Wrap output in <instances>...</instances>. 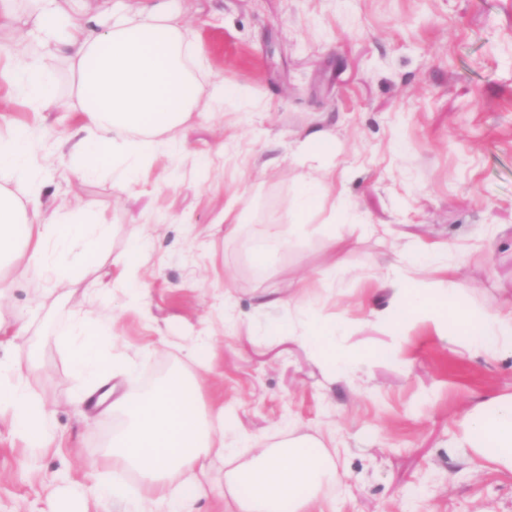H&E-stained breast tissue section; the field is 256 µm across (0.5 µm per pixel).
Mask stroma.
<instances>
[{
	"label": "stroma",
	"mask_w": 512,
	"mask_h": 512,
	"mask_svg": "<svg viewBox=\"0 0 512 512\" xmlns=\"http://www.w3.org/2000/svg\"><path fill=\"white\" fill-rule=\"evenodd\" d=\"M201 56L194 75L236 87L240 100L200 103L169 132L175 147L138 180L100 175L73 185L64 133L74 112H34L21 98L8 119L26 128L48 181L45 205L92 204L110 224L97 265L76 292L48 291L22 260L0 317V361L32 355L34 392L52 413L61 448L34 453L0 414V512H48L72 484H91L121 418L81 403L63 332L75 313L110 325L108 353L138 355L128 391L179 369L205 380L200 404L215 437L324 441L344 472L319 512H512V473L462 442L466 412L512 393V357L450 345L423 323L381 324L394 308L387 276L405 248L427 287L435 266L474 311L512 312V0H175ZM322 130L336 140L330 198L295 226L291 207L321 161L300 153ZM240 222L224 232V209ZM278 226L288 247L266 268L252 245ZM142 240L134 277L119 260ZM349 246L327 248L329 235ZM338 273H331V266ZM304 290L321 314L352 327L340 341L375 351L348 375L314 361L308 345L276 335L284 308L266 302ZM205 345L190 359L189 345ZM400 359L384 356L392 344ZM223 420H215L216 410Z\"/></svg>",
	"instance_id": "1"
}]
</instances>
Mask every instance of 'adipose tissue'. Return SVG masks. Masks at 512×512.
Returning a JSON list of instances; mask_svg holds the SVG:
<instances>
[{"label": "adipose tissue", "instance_id": "obj_1", "mask_svg": "<svg viewBox=\"0 0 512 512\" xmlns=\"http://www.w3.org/2000/svg\"><path fill=\"white\" fill-rule=\"evenodd\" d=\"M27 2L34 21L23 35L25 51L15 53L6 76L11 93L39 111L58 107L41 57L64 49L74 79L72 105L82 116L70 173L81 181L108 171L138 176L163 146V134L185 121L203 94L189 69L194 43L179 14L168 0H141L136 11L112 10L105 24L90 14L86 0H69L66 9L58 0ZM0 172L10 179L9 185L0 184V260L22 248L29 254L31 276L56 286L73 283L78 265L98 260L108 224L89 205L42 210L43 181L22 131L0 134ZM50 241L57 250L49 259L45 245ZM74 251L80 256L76 265L68 260ZM391 283L396 295L391 319L400 327L427 322L450 343L512 354V314L470 310L453 285L426 288L399 268L392 271ZM299 307L298 318L282 326V335L307 341L339 374L355 369L365 353L341 344L345 323L322 318L309 296L300 298ZM108 333L101 322L74 316L67 330L72 369L97 392L98 403L122 417L106 459L114 468L134 472L139 489L99 481L88 491L71 488L70 495L82 503L94 494L118 512H197L205 461L215 449L198 407L201 385L173 370L151 391H117L109 376L132 371L134 363L107 354L101 339ZM29 366L22 359L0 364V409L10 412L11 427L26 447L48 451L60 442L25 376ZM463 441L497 469L512 473V395L493 398L468 414ZM254 449L249 461L224 476L230 498L224 512H312L323 487L343 479L318 442L291 440L274 448L258 443Z\"/></svg>", "mask_w": 512, "mask_h": 512}]
</instances>
